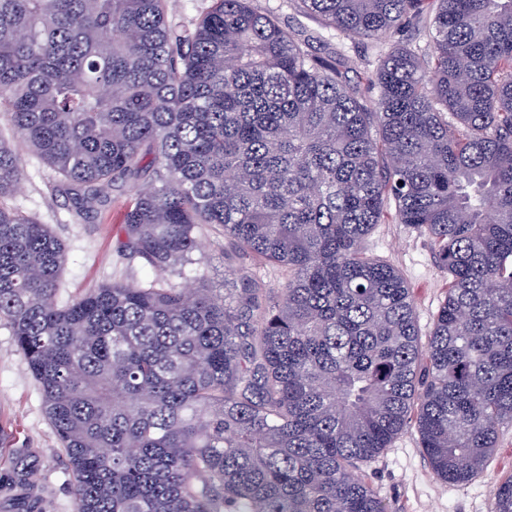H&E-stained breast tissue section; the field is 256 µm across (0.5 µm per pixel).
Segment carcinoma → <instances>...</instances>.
<instances>
[{"mask_svg": "<svg viewBox=\"0 0 512 512\" xmlns=\"http://www.w3.org/2000/svg\"><path fill=\"white\" fill-rule=\"evenodd\" d=\"M166 4L0 0V121L82 213L135 184L118 250L154 273L61 304L64 244L0 207V326L76 512H385L358 464L411 423L470 481L512 426V0H299L352 40L424 31L356 81L253 0L186 36ZM21 179L0 138V198ZM390 206L448 272L424 350L404 278L360 250ZM218 227L288 270L275 298L206 283Z\"/></svg>", "mask_w": 512, "mask_h": 512, "instance_id": "carcinoma-1", "label": "carcinoma"}]
</instances>
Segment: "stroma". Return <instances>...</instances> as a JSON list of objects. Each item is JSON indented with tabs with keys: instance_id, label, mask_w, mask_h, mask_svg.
<instances>
[{
	"instance_id": "obj_1",
	"label": "stroma",
	"mask_w": 512,
	"mask_h": 512,
	"mask_svg": "<svg viewBox=\"0 0 512 512\" xmlns=\"http://www.w3.org/2000/svg\"><path fill=\"white\" fill-rule=\"evenodd\" d=\"M259 8L274 7L281 25L313 39L317 49L336 45L335 32L323 29L303 13L295 0H254ZM423 44L414 27H406L382 44L345 42L351 78L372 70L391 44ZM22 180L17 191L0 199V206L17 210L48 225L64 243L68 262L61 277L59 302H67L88 289L121 281L135 286L152 278L140 262L119 253L121 214L135 196L134 185L110 194L109 204L87 218L76 211L60 181L43 160L25 145H17ZM208 275L221 286L225 271L256 280L267 296H275L288 278L279 267L242 255L233 241L207 233L201 237ZM363 253L397 268L405 278L416 309L421 335H428L448 290V275L440 267L427 236L404 224L387 220L375 225L362 241ZM0 429L13 454L27 455L34 467L32 485L20 489L9 459L0 458V512H75L72 477L58 438L42 410L41 392L6 328H0ZM386 512H490L497 483L512 476V426L502 428L498 448L487 471L463 484L440 480L420 447L415 427L401 431L378 457L363 467Z\"/></svg>"
}]
</instances>
